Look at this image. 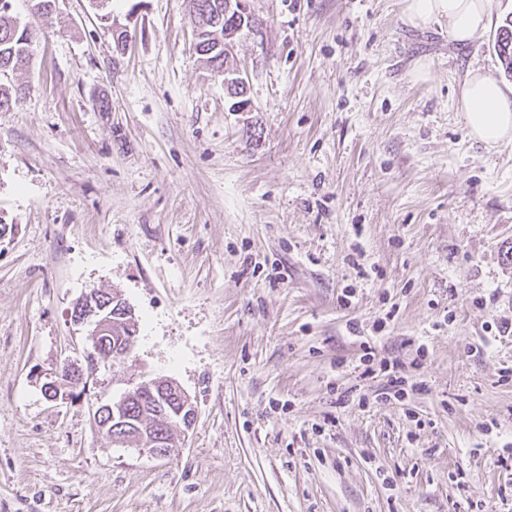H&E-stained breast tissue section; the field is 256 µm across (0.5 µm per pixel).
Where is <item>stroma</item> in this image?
I'll list each match as a JSON object with an SVG mask.
<instances>
[{
	"label": "stroma",
	"mask_w": 512,
	"mask_h": 512,
	"mask_svg": "<svg viewBox=\"0 0 512 512\" xmlns=\"http://www.w3.org/2000/svg\"><path fill=\"white\" fill-rule=\"evenodd\" d=\"M249 5L234 112L187 0H112L124 49L90 0H13L36 50L0 112V512H512V142L454 106L467 69L504 80L512 0L466 46L406 0ZM92 289L138 333L91 392L171 379L197 407L168 457L45 397ZM383 317L378 356L420 362L402 400L357 369ZM494 49L500 59L504 73L512 77V13H508L499 26Z\"/></svg>",
	"instance_id": "1"
}]
</instances>
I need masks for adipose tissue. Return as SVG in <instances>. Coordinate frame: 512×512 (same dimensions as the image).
I'll return each instance as SVG.
<instances>
[{
    "instance_id": "obj_1",
    "label": "adipose tissue",
    "mask_w": 512,
    "mask_h": 512,
    "mask_svg": "<svg viewBox=\"0 0 512 512\" xmlns=\"http://www.w3.org/2000/svg\"><path fill=\"white\" fill-rule=\"evenodd\" d=\"M490 0H408L406 20L417 28L448 25L451 40L480 41L488 27ZM470 136L492 148L512 141V88L477 71H468L455 100Z\"/></svg>"
}]
</instances>
